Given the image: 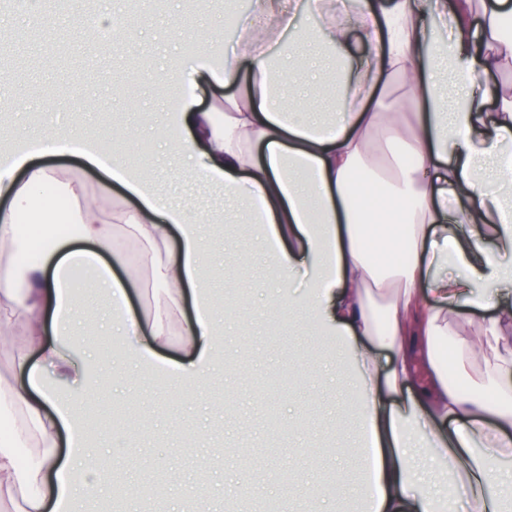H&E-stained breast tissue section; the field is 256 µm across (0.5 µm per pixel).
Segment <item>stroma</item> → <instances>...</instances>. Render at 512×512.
Returning <instances> with one entry per match:
<instances>
[{
	"label": "stroma",
	"mask_w": 512,
	"mask_h": 512,
	"mask_svg": "<svg viewBox=\"0 0 512 512\" xmlns=\"http://www.w3.org/2000/svg\"><path fill=\"white\" fill-rule=\"evenodd\" d=\"M127 25L120 38L88 40L87 15ZM224 25L222 0H43L38 21L0 0V147L17 136L40 138L64 124L86 136L114 133L115 160L156 173L175 197L189 193L158 131L167 98L156 74L178 69L198 52L196 36ZM66 101L56 102L59 87ZM76 180L103 213L123 205L122 190L101 195L103 175L80 159L48 157ZM205 276L219 334L209 373L188 384L162 377L132 358L109 324L107 294L90 285L72 298L74 327L105 378L96 394L61 389L73 401L97 458L98 478L122 477L132 488L163 486V512H359L364 439L359 401L346 365L307 304L275 305L264 247L247 224H209ZM112 251L127 263L131 312L153 317L163 294L148 278L141 245L122 230ZM131 408L139 429L116 430L117 411ZM342 478L347 496H321Z\"/></svg>",
	"instance_id": "35a3bbf8"
}]
</instances>
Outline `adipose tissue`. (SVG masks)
I'll use <instances>...</instances> for the list:
<instances>
[{
  "label": "adipose tissue",
  "mask_w": 512,
  "mask_h": 512,
  "mask_svg": "<svg viewBox=\"0 0 512 512\" xmlns=\"http://www.w3.org/2000/svg\"><path fill=\"white\" fill-rule=\"evenodd\" d=\"M301 5L252 0L244 15L226 16L240 29L232 47L202 44L188 77L169 88L177 100L160 120L165 147L190 188L223 199L225 223L257 225L280 303L308 300L320 328L344 344L361 398L364 512H454V496L434 494L437 472L417 465L421 452L464 470L474 512H502L496 488L512 458V304L499 298L512 285V86L499 77L512 73V0H353L339 14L317 9L302 30ZM356 40L368 48L358 61L348 55ZM205 84L234 88L224 115L199 108ZM59 152L108 164L104 147L67 125L0 161V245L14 255L0 263V332L23 327L58 379L95 387L93 364L73 357L79 271L110 295L113 330L152 362L167 342L162 321L145 329L128 315L113 272L122 257L100 260L119 226L142 245L173 310L191 295L195 317L172 374L201 378L216 324L199 220L159 179L117 163L111 183L131 203L104 218L38 161ZM381 166L393 175L389 201L371 208L358 177ZM46 190L70 201L77 239L33 245L25 224ZM464 305L494 310L470 336L460 332ZM1 412L22 421L0 437V499L17 512H74L95 488L72 473L92 470L93 456L73 406L57 402L27 351L0 379ZM30 446L38 454L20 466L14 451Z\"/></svg>",
  "instance_id": "adipose-tissue-1"
}]
</instances>
